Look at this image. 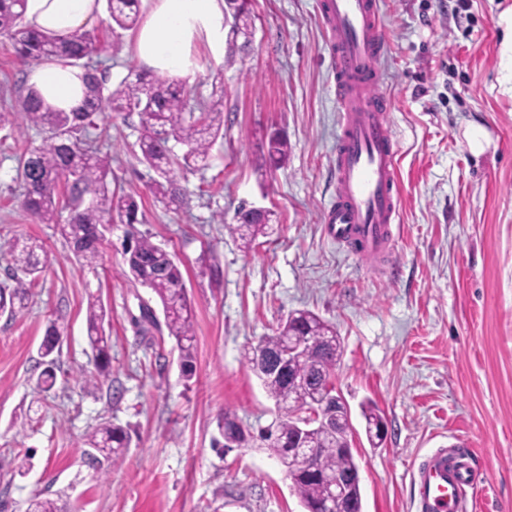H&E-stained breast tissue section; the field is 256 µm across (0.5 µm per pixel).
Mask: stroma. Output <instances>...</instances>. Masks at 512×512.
<instances>
[{"mask_svg":"<svg viewBox=\"0 0 512 512\" xmlns=\"http://www.w3.org/2000/svg\"><path fill=\"white\" fill-rule=\"evenodd\" d=\"M379 2L388 41L380 90L391 103L400 192L394 246L379 259L325 232L340 114L320 0H252L253 44L234 65L196 46L185 82L207 104L223 70L224 136L207 168L177 171L188 191L180 209L154 198L137 113L96 118L112 189L136 197L145 231L183 272L191 378L166 328L139 325L152 295L121 276L119 244L104 245L97 269L81 267L55 225L23 208L19 158L43 133L0 129V284L15 239L42 244L46 265L25 308L0 314V512H30L38 496L62 512H304L261 442L214 445L225 413L255 434L277 417L244 352L298 309L341 339L334 384L350 408L363 512H418L412 471L438 448L472 458L468 512H512V95L500 84L501 17L512 0ZM91 28L112 44L96 58L111 82L142 72L131 32H108L102 16ZM28 70L0 36V110L17 105ZM477 125L488 133L479 154L470 144ZM275 132L289 146L280 165L263 156ZM244 204L273 214L248 251L227 230ZM92 294L109 311L112 343L110 381L100 386L79 379L92 366ZM52 319L66 331L56 384L40 394L39 346ZM366 403L388 424L377 448L364 435ZM102 423L132 437L123 463L105 473L85 457L86 436Z\"/></svg>","mask_w":512,"mask_h":512,"instance_id":"1","label":"stroma"}]
</instances>
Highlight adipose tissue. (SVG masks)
<instances>
[{
    "label": "adipose tissue",
    "instance_id": "ef3b65f1",
    "mask_svg": "<svg viewBox=\"0 0 512 512\" xmlns=\"http://www.w3.org/2000/svg\"><path fill=\"white\" fill-rule=\"evenodd\" d=\"M103 0H26L27 23L68 35L95 21ZM144 20L133 44L146 70L184 76L195 70L194 49L203 43L214 55L224 52V0H141ZM28 83L52 108L68 111L84 95L83 71L62 61L33 66Z\"/></svg>",
    "mask_w": 512,
    "mask_h": 512
}]
</instances>
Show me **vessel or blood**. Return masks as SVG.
<instances>
[{"label": "vessel or blood", "mask_w": 512, "mask_h": 512, "mask_svg": "<svg viewBox=\"0 0 512 512\" xmlns=\"http://www.w3.org/2000/svg\"><path fill=\"white\" fill-rule=\"evenodd\" d=\"M340 102L335 168L338 191L325 216L328 237L355 255L377 259L391 246L398 215L397 145L378 92L385 56L379 0H321ZM475 473L454 451L439 448L418 468L420 512H464Z\"/></svg>", "instance_id": "vessel-or-blood-1"}]
</instances>
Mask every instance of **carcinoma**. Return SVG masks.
Returning <instances> with one entry per match:
<instances>
[{
	"label": "carcinoma",
	"instance_id": "1",
	"mask_svg": "<svg viewBox=\"0 0 512 512\" xmlns=\"http://www.w3.org/2000/svg\"><path fill=\"white\" fill-rule=\"evenodd\" d=\"M139 0H106L107 26L110 29L134 30L140 21ZM231 27L239 32L254 30L249 0H229ZM25 3L22 0H0V35L8 37L16 52L29 64H39L50 57L69 61L84 71L86 92L78 106L65 112L45 104L39 92L29 87L19 109L0 111V129L37 128L46 133L43 143L30 150L19 162L18 178L23 185V205L43 224H55L83 267L95 268L101 259L106 241L103 226L118 222L129 226L120 237L123 275L132 283L148 288L159 299L168 336L176 341L181 372L192 375L194 316L189 305L182 272L171 255L156 244L150 234L136 228L140 223L139 203L131 194H116L108 187V162L96 155V146L104 133L90 137L95 127L93 116L108 109L112 112H135L139 116L137 147L140 162L154 173L150 188L155 197L169 209L185 203V190L174 176V166L202 169L208 166L211 149L221 136L224 125L223 100L195 112L189 106L185 86L138 74L124 78L117 85L106 86L104 76L92 63V55L101 50L97 34L82 31L71 37L40 32L24 23ZM185 147L178 156L170 141ZM270 159L283 161L288 154V141L273 135L268 142ZM247 211L239 209L236 223L227 225L248 248L260 234L266 233L271 213L262 222L246 223ZM41 246L29 239L15 241L10 252L13 260V285L0 288V310L15 312V303L28 296L29 285L41 273L38 251ZM106 312L101 301L91 297L87 304V335L95 353L94 371L84 382L95 386L106 382L111 374L110 337L106 336ZM300 329L321 340V349L295 359L289 366L294 378H269L262 382L268 395L279 403L294 388H311L318 384L321 371L336 365L340 341L336 329L316 314L299 310L281 322L274 335L262 337L245 352L253 364L257 351L276 352L282 348L288 329ZM64 324L50 321L40 345L44 358L59 351ZM222 437L229 443L250 441L252 435L229 413L224 414ZM297 433L295 421L284 414L277 422L261 430L259 440L283 465H288V438ZM315 447L321 449L318 475H290L293 487L306 512L327 496L322 474L344 471L356 466L353 452L336 449V435L324 425H315L311 432ZM129 434L121 427L100 425L88 436L89 465L98 468L102 461L116 466L130 446Z\"/></svg>",
	"mask_w": 512,
	"mask_h": 512
}]
</instances>
